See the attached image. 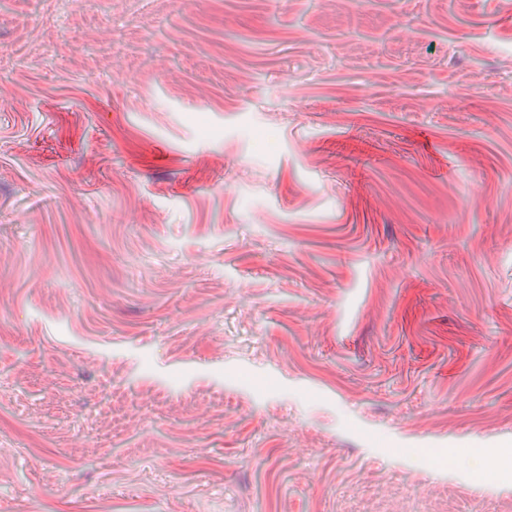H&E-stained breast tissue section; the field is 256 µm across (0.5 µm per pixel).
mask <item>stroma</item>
<instances>
[{
	"label": "stroma",
	"mask_w": 512,
	"mask_h": 512,
	"mask_svg": "<svg viewBox=\"0 0 512 512\" xmlns=\"http://www.w3.org/2000/svg\"><path fill=\"white\" fill-rule=\"evenodd\" d=\"M0 512H512V0H0Z\"/></svg>",
	"instance_id": "stroma-1"
}]
</instances>
